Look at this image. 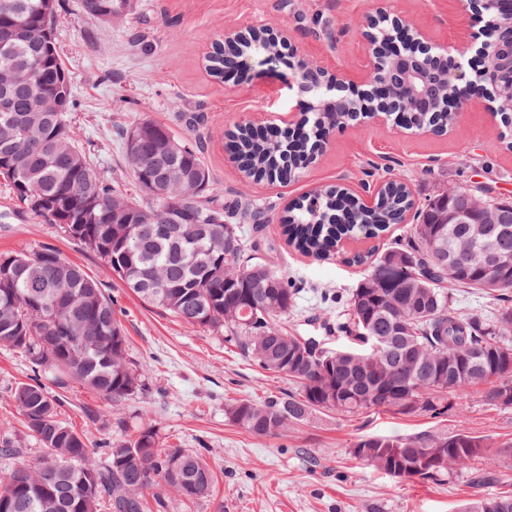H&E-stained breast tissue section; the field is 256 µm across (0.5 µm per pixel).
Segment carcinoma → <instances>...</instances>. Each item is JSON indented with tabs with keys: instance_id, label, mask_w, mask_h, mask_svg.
I'll list each match as a JSON object with an SVG mask.
<instances>
[{
	"instance_id": "obj_1",
	"label": "carcinoma",
	"mask_w": 512,
	"mask_h": 512,
	"mask_svg": "<svg viewBox=\"0 0 512 512\" xmlns=\"http://www.w3.org/2000/svg\"><path fill=\"white\" fill-rule=\"evenodd\" d=\"M0 26L33 31L30 39L0 45V78L28 72L31 94L51 97L70 84L55 37L44 29L59 0H0ZM102 32L129 16L135 0H80ZM213 77L238 69L263 42H216ZM494 94L512 95V65L503 63ZM26 97L0 111V177L32 213L59 224L67 236L96 253L144 304L181 322L222 328L261 369L298 385L286 399L236 400L225 407L245 431L276 436L313 414L347 417L372 410L401 416L448 411V396L480 390L495 406L512 407V203L484 198L491 223H471L462 190L442 192L416 209L406 241L346 256L364 267L341 307L330 346L281 326L295 314L299 289L267 261H244V226L224 215V195L204 160V145L142 119L123 134L125 164L138 188L130 196L101 179L80 148L68 112H25ZM448 112H410L408 127H448ZM314 112L299 139L274 137L251 125L225 133L239 172L254 181L286 184L301 160L314 153L310 127L328 123ZM408 188L393 182L366 212L341 187L303 196L284 210L281 233L288 245L314 259L334 253L336 240L376 238L402 223L411 210ZM462 213L454 224L448 212ZM500 297L494 320L456 309L452 289ZM0 349L25 355L31 381L18 385L14 402L24 436L0 431V456L14 457L34 439L42 454L32 465L0 474V512H164L163 491L189 502L211 497L214 470L199 452L165 448L152 424L114 438L98 450L59 418L58 400L41 378L59 388L76 382L119 408L149 389L145 370L127 353V336L101 283L54 247L0 253ZM494 442L487 436L428 430L409 436L363 435L355 457L396 481H438L456 466L479 458ZM369 449L360 456L356 449ZM104 460H99V457ZM462 512H512V496L467 503Z\"/></svg>"
}]
</instances>
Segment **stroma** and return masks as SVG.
Wrapping results in <instances>:
<instances>
[{
    "instance_id": "obj_1",
    "label": "stroma",
    "mask_w": 512,
    "mask_h": 512,
    "mask_svg": "<svg viewBox=\"0 0 512 512\" xmlns=\"http://www.w3.org/2000/svg\"><path fill=\"white\" fill-rule=\"evenodd\" d=\"M61 5L56 31L72 78L69 119L99 176L135 193L119 129L146 118L183 136V114L201 116L193 134L224 189L225 207L263 218L250 259L273 261L301 290L299 313L288 320L295 332L335 316L331 296L354 288L362 269L288 246L279 217L289 201L325 185L361 191L393 175L409 183L419 204L450 188L512 200V150L479 102L442 136L402 135L362 119L331 131L315 162L290 184L247 181L225 150L224 129L244 118L271 123L285 116L292 101L282 81L290 69L280 62L236 82L211 77L203 65L225 27L265 24L280 30L298 57L331 71L366 74L371 58L363 20L379 6L424 28L435 45L454 46L469 59L483 22L467 0H138L133 15L106 31L79 10L78 0ZM143 39L149 50H141ZM45 246L101 281L125 329L129 357L147 368L150 382L149 394L127 401L119 414L78 384L52 388L61 419L96 446L133 435L149 422L166 447L204 453L213 465L216 484L209 500L191 503L169 491L167 512H459L478 496H512V455L502 448L512 442V408L494 406L475 390L449 397L440 419L382 411L347 418L326 411L277 437L250 435L225 414V404L279 400L295 393V385L255 365L225 341L223 329L188 326L143 304L106 273L97 255L70 240L60 225L28 211L0 180V253ZM31 376L22 354L0 349V426L21 429L12 393ZM433 429L489 435L495 445L437 483L394 481L352 453L355 440L366 434Z\"/></svg>"
}]
</instances>
